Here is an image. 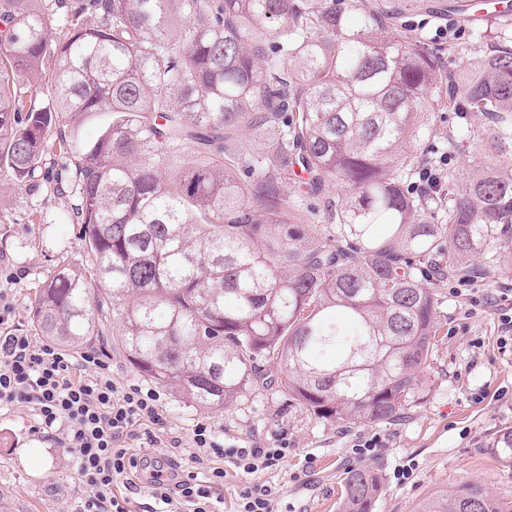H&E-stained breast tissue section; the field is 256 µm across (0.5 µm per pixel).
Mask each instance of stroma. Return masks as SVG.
Segmentation results:
<instances>
[{"instance_id": "obj_1", "label": "stroma", "mask_w": 512, "mask_h": 512, "mask_svg": "<svg viewBox=\"0 0 512 512\" xmlns=\"http://www.w3.org/2000/svg\"><path fill=\"white\" fill-rule=\"evenodd\" d=\"M450 0H402L403 15L392 33L422 30L430 45L455 42L444 56L446 69L461 72L490 50L493 36L512 28V14L484 19L489 35L472 44L467 23L449 17ZM447 35H438V28ZM71 197L54 181L16 185L0 170V289L13 304L12 323L33 330L31 301L39 284L62 267H86L88 257L71 213ZM49 223H39V215ZM471 271L457 270L430 281L442 301L438 342L425 370L426 385L404 415L390 423L325 420L305 408L286 405L277 387L248 385L236 400L206 411L161 388L167 427L160 443L139 448L138 456L174 465L179 473L199 471L184 443L201 420L225 445L269 448L287 444L288 456L262 471L272 487L277 512H339L343 482L356 469L352 447L359 437L379 435L382 448L364 460L378 471L382 491L373 512H422L435 498L476 485L512 501V452L493 447L512 431V347L499 345L501 316L512 311V258L477 257ZM113 322L98 324L94 349L104 355L114 381L151 387L112 339ZM33 419L20 405L0 409V504L7 512H80L82 483L72 454L32 430ZM182 440L179 448L171 439ZM412 465L407 480L395 474Z\"/></svg>"}]
</instances>
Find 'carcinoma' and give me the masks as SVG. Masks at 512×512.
<instances>
[{
	"label": "carcinoma",
	"mask_w": 512,
	"mask_h": 512,
	"mask_svg": "<svg viewBox=\"0 0 512 512\" xmlns=\"http://www.w3.org/2000/svg\"><path fill=\"white\" fill-rule=\"evenodd\" d=\"M49 37L37 0H0V166L15 183L50 179L47 135L96 112L84 143L60 137L77 184L73 220L90 257L35 292L40 335L78 350L95 335L91 286L119 316L115 341L145 377L218 411L251 383L275 384L321 419L387 423L425 385L444 278L490 238L512 255V34L467 70L355 0H88ZM98 15L84 23L85 11ZM55 59L46 106L13 85ZM456 121L439 146L435 114ZM484 120L499 164L462 181L440 153ZM240 132L268 136L228 153ZM188 148L164 175L160 163ZM321 196L336 243L288 209L285 188ZM377 224L389 234H373ZM382 486L346 479L340 512H372ZM423 512H512L469 485Z\"/></svg>",
	"instance_id": "carcinoma-1"
}]
</instances>
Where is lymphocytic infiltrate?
<instances>
[{"mask_svg":"<svg viewBox=\"0 0 512 512\" xmlns=\"http://www.w3.org/2000/svg\"><path fill=\"white\" fill-rule=\"evenodd\" d=\"M11 312L7 294L0 292V407H27L36 418L35 432L73 454L87 491L82 512H128L126 499L113 489L133 485L145 469L164 512H212L213 491L224 483L222 463L227 459L252 477L236 512H275L272 488L254 476L279 465L287 448L228 447L209 423L200 422L190 445L203 473L182 476L160 463L145 467L125 443L157 441L165 421L159 391L119 386L101 354L70 355L11 324Z\"/></svg>","mask_w":512,"mask_h":512,"instance_id":"f902f5d3","label":"lymphocytic infiltrate"}]
</instances>
